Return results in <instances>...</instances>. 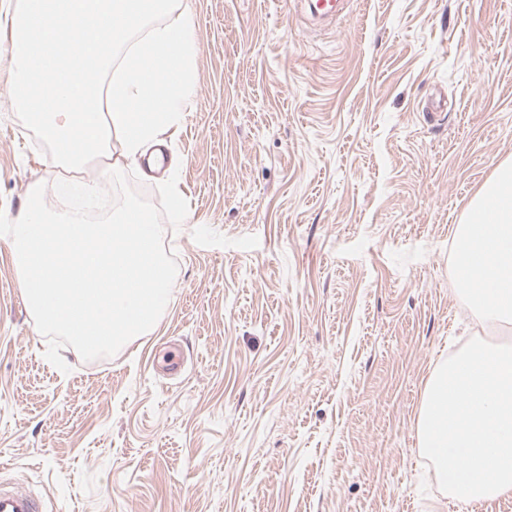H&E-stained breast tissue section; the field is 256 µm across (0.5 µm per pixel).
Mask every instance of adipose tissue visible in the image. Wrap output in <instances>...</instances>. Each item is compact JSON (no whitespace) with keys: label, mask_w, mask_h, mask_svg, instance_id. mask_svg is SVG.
<instances>
[{"label":"adipose tissue","mask_w":512,"mask_h":512,"mask_svg":"<svg viewBox=\"0 0 512 512\" xmlns=\"http://www.w3.org/2000/svg\"><path fill=\"white\" fill-rule=\"evenodd\" d=\"M171 0H17L0 71L23 122L52 159L104 174L122 163L161 169L173 103L194 95L197 51L190 11L162 26ZM461 284L486 320L512 321V157L469 201L454 230Z\"/></svg>","instance_id":"1"}]
</instances>
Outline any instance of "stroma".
Returning <instances> with one entry per match:
<instances>
[{
  "label": "stroma",
  "mask_w": 512,
  "mask_h": 512,
  "mask_svg": "<svg viewBox=\"0 0 512 512\" xmlns=\"http://www.w3.org/2000/svg\"><path fill=\"white\" fill-rule=\"evenodd\" d=\"M194 97L138 190L191 220L154 329L63 373L0 241V482L46 512H512L455 507L418 446L426 381L481 319L453 229L512 157V0H174ZM0 74V209L63 174Z\"/></svg>",
  "instance_id": "obj_1"
}]
</instances>
